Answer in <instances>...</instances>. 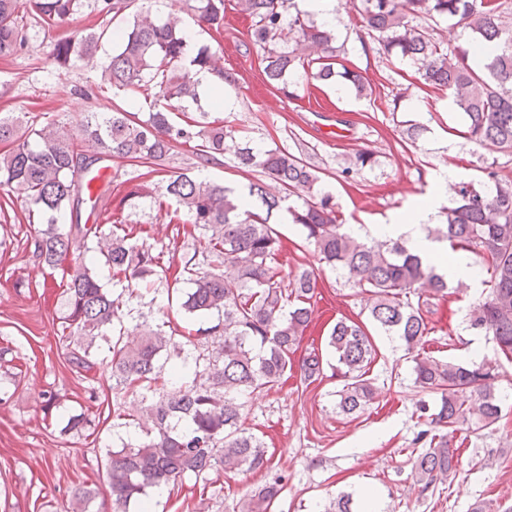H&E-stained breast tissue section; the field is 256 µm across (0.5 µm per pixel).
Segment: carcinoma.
Returning <instances> with one entry per match:
<instances>
[{"label": "carcinoma", "instance_id": "cac0c4a2", "mask_svg": "<svg viewBox=\"0 0 512 512\" xmlns=\"http://www.w3.org/2000/svg\"><path fill=\"white\" fill-rule=\"evenodd\" d=\"M194 2L197 21L221 31L224 0ZM87 3L0 0V57L23 51L29 29L61 28ZM134 3L94 0L97 11L105 16L121 14ZM236 6L252 21L250 39L266 53L264 74L269 83L284 91L286 76L294 72L330 84L339 73L358 95L372 94L359 72L347 67L336 71L333 31L306 23L293 0H236ZM504 10L503 0H363L353 20L384 54L413 61L425 85L450 91L455 106L466 116L468 139L512 151V29L500 25ZM421 16L433 22L455 19L470 30L473 47L493 51L483 69L477 71L469 64L467 49L448 53L415 24ZM104 36L105 31L94 30L80 37H60L54 51L58 67L92 56ZM292 38L306 42L310 53L302 57L275 47ZM201 70L223 73L226 81L236 82L232 74L224 73L221 51L203 46L191 52L174 24L134 12L122 48L101 72L100 85L133 97L153 83L167 108L144 119L121 107L91 112L84 116L81 134L101 153L140 164L158 166L173 148L197 142L205 160L230 151L238 168L260 172L282 189L319 184L320 177L284 149L256 152L241 147L214 121L174 122L170 110L196 97L193 73ZM0 143L8 144L0 153V199L22 193L27 218L48 216L47 227L34 239L33 254L50 269L73 258L62 292L61 328L71 338L73 362L89 371L94 367L91 348L120 318V302L103 288L85 257L75 254L78 240L92 234L106 242L99 254L112 275L127 281L143 282L158 275L159 256L126 232L105 234L98 224L68 223V214L78 213L80 204L79 173L92 170L96 163L75 150L69 129L53 123L39 125L25 112L0 115ZM165 194L190 224L188 235L203 231L197 239L203 260L219 261L207 269L192 257L184 262L175 275V280L190 285L181 308L189 315H214L216 320L186 331V342L205 348V353L184 357L174 365L175 371L192 376V381L171 391L159 388L160 355L170 340L163 327L149 326L134 339L120 335L112 340L115 388L150 398L146 415L152 424L147 441L109 453L112 500L124 506L149 488L187 475L199 477L219 468L257 471L267 466L264 443L241 428L243 398L273 388L293 369V355L312 323L310 300L318 288L317 279L306 270L290 279L282 274L277 261L282 244L269 219L284 197L266 183H250L242 199L229 187L181 172L168 178ZM288 212L321 260L369 295L370 321L413 355L420 391L438 397L435 408L423 402L418 407V421L425 428L415 438L422 444L416 470L425 490L447 480L457 458L441 429L465 424L468 431L478 433L501 418V398L495 387L497 362L464 363L413 354L430 333L422 304L443 301L449 295L448 280L433 262L412 253L402 242L371 243L344 231L333 195L320 188L313 200ZM437 233L451 247L475 254L486 265L487 295L471 310L470 327L488 336L497 354L512 362V180L500 178L488 166L484 184L458 183L456 200L446 209V222ZM327 346L342 381L336 391V411L355 418L375 394L367 378L376 355L373 341L359 322L344 317L329 329ZM299 369L301 380L314 382L323 374V359L312 351L302 358ZM280 491L279 482L266 483L249 498L247 512H269Z\"/></svg>", "mask_w": 512, "mask_h": 512}]
</instances>
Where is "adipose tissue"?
<instances>
[{
    "label": "adipose tissue",
    "mask_w": 512,
    "mask_h": 512,
    "mask_svg": "<svg viewBox=\"0 0 512 512\" xmlns=\"http://www.w3.org/2000/svg\"><path fill=\"white\" fill-rule=\"evenodd\" d=\"M454 178V171L450 168L435 175L432 179L431 193L402 215L395 217L390 224L384 225L380 233L385 237L406 238L412 252L439 261L441 271L449 280L469 283L474 281L475 271L468 259L461 256L452 263H444L447 245L427 239L419 230L420 224L426 222L433 213L437 202L449 195Z\"/></svg>",
    "instance_id": "ef3b65f1"
}]
</instances>
